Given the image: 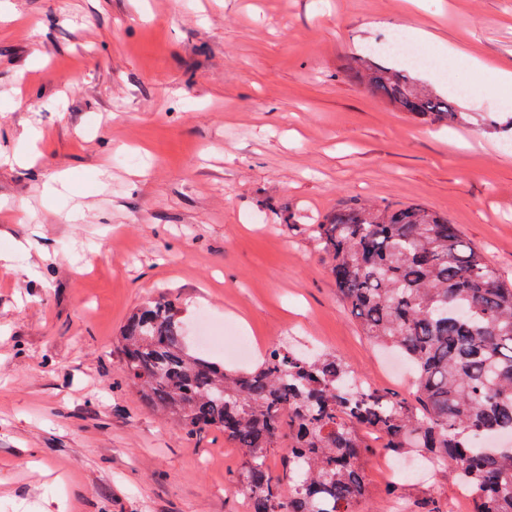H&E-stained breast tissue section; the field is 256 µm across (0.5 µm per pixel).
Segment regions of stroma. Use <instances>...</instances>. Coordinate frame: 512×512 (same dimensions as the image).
<instances>
[{
  "instance_id": "obj_1",
  "label": "stroma",
  "mask_w": 512,
  "mask_h": 512,
  "mask_svg": "<svg viewBox=\"0 0 512 512\" xmlns=\"http://www.w3.org/2000/svg\"><path fill=\"white\" fill-rule=\"evenodd\" d=\"M0 512H249L241 453L113 387L143 303L234 324L260 349L333 353L407 396L362 336L313 232L342 200L419 203L512 280V148L426 125L338 72L408 27L499 111L512 0H0ZM66 189L44 190L58 173ZM399 493L458 502L451 470Z\"/></svg>"
}]
</instances>
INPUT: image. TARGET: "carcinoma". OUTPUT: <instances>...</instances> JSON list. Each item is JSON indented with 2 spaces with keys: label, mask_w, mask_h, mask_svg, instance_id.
Wrapping results in <instances>:
<instances>
[{
  "label": "carcinoma",
  "mask_w": 512,
  "mask_h": 512,
  "mask_svg": "<svg viewBox=\"0 0 512 512\" xmlns=\"http://www.w3.org/2000/svg\"><path fill=\"white\" fill-rule=\"evenodd\" d=\"M414 70L377 51L343 66L396 112L470 124L456 98L420 86ZM482 127L512 132V115ZM316 233L363 335L412 366L416 405L353 391L331 353L308 358L278 346L247 368L229 367L189 342L181 308L167 296L123 327L125 385L186 436L219 432L241 450L251 512H355L366 493L363 458L410 450L451 468L472 512H512V448L479 444L512 435V283L457 225L420 204L349 198Z\"/></svg>",
  "instance_id": "cac0c4a2"
}]
</instances>
